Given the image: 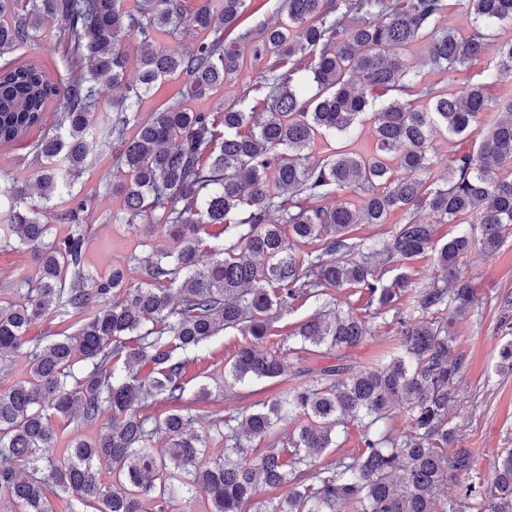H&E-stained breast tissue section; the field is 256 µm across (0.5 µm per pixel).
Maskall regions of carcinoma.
Returning a JSON list of instances; mask_svg holds the SVG:
<instances>
[{
    "label": "carcinoma",
    "instance_id": "obj_1",
    "mask_svg": "<svg viewBox=\"0 0 512 512\" xmlns=\"http://www.w3.org/2000/svg\"><path fill=\"white\" fill-rule=\"evenodd\" d=\"M454 2L472 17L467 34L440 25L448 0H281L280 20L242 29L246 0H0V145L24 137L59 103L55 133L33 146L39 200L23 187L0 195V244L14 239L35 258L17 298L0 301V366L28 362L25 378L0 389L6 512H53L51 496L85 512H183L182 491L208 512H448L457 494L475 512H512V451L489 476L448 486L449 473L471 470L470 451L448 452V408L462 383L450 328L476 299L461 259L476 245L493 255L512 237V101L488 93L512 80V41L456 92L424 82L405 56L425 40L429 63L457 73L484 55L488 31L512 23V0ZM156 31L195 43L158 47ZM47 32L71 44L63 81L10 57ZM131 36L140 38L133 87L123 47ZM249 59L261 65L248 88L262 95L260 110L239 98L219 112L181 101L145 120L133 111L172 78L186 79V99L218 93ZM121 87L112 113L102 114L107 91ZM491 112L499 116L486 125ZM365 118L376 129L373 153L305 154L319 137L350 139ZM439 129L480 130L475 148L442 173L432 152ZM95 150L116 154L122 176L111 188L123 222L170 241L168 251L133 256L141 284H127L120 266L91 274L86 234L53 238L42 220L52 202L73 199ZM340 192L359 204L330 203ZM92 201L64 209L60 220L79 223ZM394 212L402 222L388 227ZM357 224L385 228L359 239ZM439 224H475L478 234L463 230L441 243ZM220 225L222 242L209 231ZM378 256L400 272L388 276L372 264ZM426 256L443 285L414 288L411 265ZM338 293L345 298L333 307ZM309 300L314 311L271 341L273 315ZM49 315L61 331L32 342L28 331ZM378 319L396 324L388 361L355 371L338 354L311 380L288 385L305 354L354 348ZM226 330L243 343L225 371V398L204 385L189 392L187 353ZM261 380L284 387L270 402L217 417L224 456L207 457V438L191 431L192 405L236 401L235 384ZM155 406L165 412H147ZM394 409L407 429L380 428ZM290 414L302 423L281 435L276 426ZM56 416L63 429L77 417L101 430L71 436L59 462ZM346 419L358 423V453L317 464L340 446L336 427ZM262 439L268 447L253 446ZM262 487L285 492L259 499Z\"/></svg>",
    "mask_w": 512,
    "mask_h": 512
}]
</instances>
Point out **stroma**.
Returning a JSON list of instances; mask_svg holds the SVG:
<instances>
[{
    "label": "stroma",
    "mask_w": 512,
    "mask_h": 512,
    "mask_svg": "<svg viewBox=\"0 0 512 512\" xmlns=\"http://www.w3.org/2000/svg\"><path fill=\"white\" fill-rule=\"evenodd\" d=\"M55 123V110H48L42 124L24 139L7 147L0 146V192L31 183L38 167L32 147L53 130ZM115 171L111 156L94 154L74 192L81 198L89 195L94 198L82 224L89 240V271L102 275L112 266L122 264L127 268L128 283L135 285L144 279L142 269L132 259L137 251L136 235L120 221V198L106 194L102 186ZM463 267L479 301L470 315L455 322L453 327L464 364L462 391L450 415L457 428V447L470 450L472 456L469 474L450 476V483L455 485L487 474L493 456L512 448V372L499 368V350L512 341V328L502 323L504 316H512V240L492 256L476 249L470 251ZM34 268L32 251L0 247V300L14 298L17 288ZM241 341L238 333L223 332L197 351L189 364L190 389L204 385L213 392L221 390L225 365Z\"/></svg>",
    "instance_id": "1"
}]
</instances>
